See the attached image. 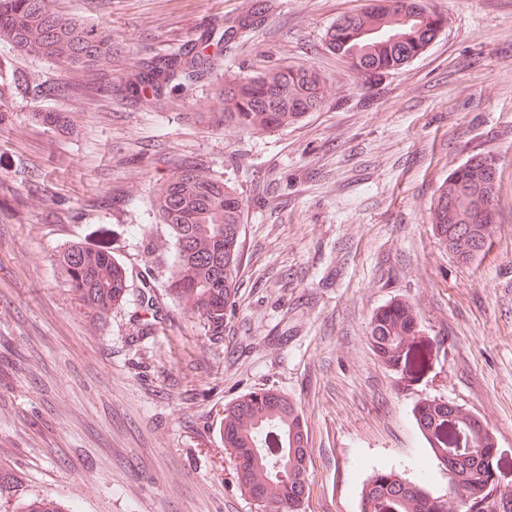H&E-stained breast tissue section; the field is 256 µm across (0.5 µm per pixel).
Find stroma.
Instances as JSON below:
<instances>
[{
  "label": "stroma",
  "mask_w": 512,
  "mask_h": 512,
  "mask_svg": "<svg viewBox=\"0 0 512 512\" xmlns=\"http://www.w3.org/2000/svg\"><path fill=\"white\" fill-rule=\"evenodd\" d=\"M55 0L112 33L109 76H73L0 43V512L52 498L62 512H262L224 454L225 402L273 386L308 427L298 512H360L393 471L448 491L412 416L422 398L478 415L512 486V0H429L448 26L407 66L370 78L325 34L364 0ZM208 73L138 97L127 78L174 51ZM323 75V107L249 134L217 120L225 76L278 66ZM64 85L63 97L34 86ZM60 112L66 126L32 119ZM498 159L489 252L459 264L431 203L476 154ZM202 164L244 202L238 301L222 335L165 291L173 259L152 208ZM108 243L125 302L98 320L54 262ZM411 302L430 346L416 377L378 362L372 315Z\"/></svg>",
  "instance_id": "35a3bbf8"
}]
</instances>
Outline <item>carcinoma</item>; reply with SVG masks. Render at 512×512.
Listing matches in <instances>:
<instances>
[{"instance_id":"obj_1","label":"carcinoma","mask_w":512,"mask_h":512,"mask_svg":"<svg viewBox=\"0 0 512 512\" xmlns=\"http://www.w3.org/2000/svg\"><path fill=\"white\" fill-rule=\"evenodd\" d=\"M53 0H0V41L18 52L49 59L76 75L112 71V33L55 10ZM448 26V17L427 0H365L327 30L328 49L356 74L366 76L406 66ZM198 62L182 52L141 66L133 92L156 94L193 73ZM326 81L303 67L285 66L224 80L217 91L224 126L244 133L272 132L299 121L325 102ZM490 156H471L440 185L431 207L439 243L462 265L483 255L494 225L477 218L494 201L486 195ZM167 225L175 258L166 287L175 303L200 317L215 335L236 303L243 257L244 203L237 190L201 165H187L168 178L154 202ZM466 227L465 235L457 226ZM76 300L105 318L126 299L130 277L111 248L74 242L55 259ZM415 307L390 301L371 317L367 341L386 367L414 375L428 364L419 340ZM413 417L434 458L453 456L448 493L434 496L396 473H378L363 485L361 512H490L500 492L502 457L480 418L441 399L424 398ZM224 453L236 462L242 493L257 497L268 512H296L308 491V431L297 402L279 389L257 387L224 404L220 418ZM19 512H61L52 499H31Z\"/></svg>"}]
</instances>
